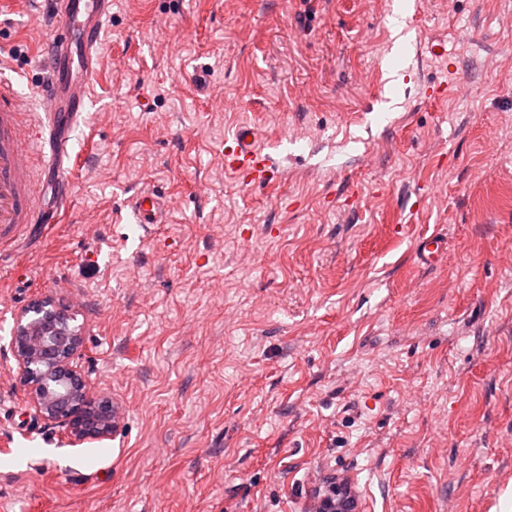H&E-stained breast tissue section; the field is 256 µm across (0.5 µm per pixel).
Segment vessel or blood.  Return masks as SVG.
<instances>
[{"label": "vessel or blood", "instance_id": "vessel-or-blood-1", "mask_svg": "<svg viewBox=\"0 0 512 512\" xmlns=\"http://www.w3.org/2000/svg\"><path fill=\"white\" fill-rule=\"evenodd\" d=\"M55 17L48 49L49 89L41 117H33L13 85L0 80V242L26 224L42 221L46 172L66 176L71 156L67 132L87 109V92L98 71L100 34L112 0H49ZM258 131L239 126L224 142V166L246 182L270 183L271 161L258 147ZM128 205L140 224L163 223L167 201L143 189Z\"/></svg>", "mask_w": 512, "mask_h": 512}]
</instances>
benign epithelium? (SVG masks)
Returning a JSON list of instances; mask_svg holds the SVG:
<instances>
[{
  "label": "benign epithelium",
  "instance_id": "obj_1",
  "mask_svg": "<svg viewBox=\"0 0 512 512\" xmlns=\"http://www.w3.org/2000/svg\"><path fill=\"white\" fill-rule=\"evenodd\" d=\"M67 319L42 300L21 313L12 337L20 379L29 388L30 406L44 419L62 422L70 443L105 439L112 434V400L91 396L73 368L82 336Z\"/></svg>",
  "mask_w": 512,
  "mask_h": 512
}]
</instances>
